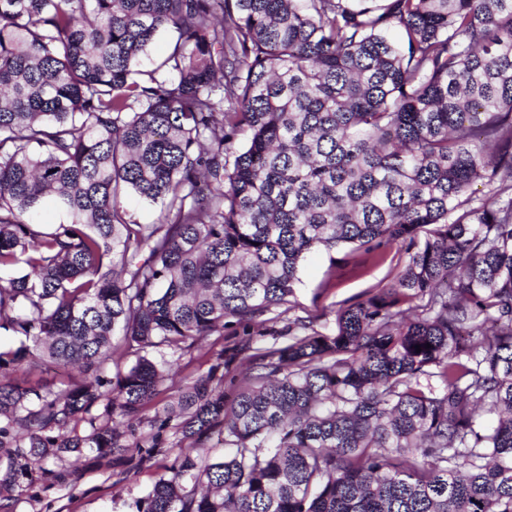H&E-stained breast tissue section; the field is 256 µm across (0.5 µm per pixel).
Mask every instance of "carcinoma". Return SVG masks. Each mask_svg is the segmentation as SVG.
Masks as SVG:
<instances>
[{
	"mask_svg": "<svg viewBox=\"0 0 512 512\" xmlns=\"http://www.w3.org/2000/svg\"><path fill=\"white\" fill-rule=\"evenodd\" d=\"M47 197L63 222L37 221ZM345 244L409 261L130 442L154 350L249 326ZM0 330L21 337L0 348L8 498L170 430L183 451L137 512H512V0H0ZM45 364L79 377L12 382ZM214 435L233 452L195 453ZM175 39L176 34L173 31H167L159 35L149 50V57L144 58L139 69H148L152 66L153 62L166 57L171 51Z\"/></svg>",
	"mask_w": 512,
	"mask_h": 512,
	"instance_id": "1",
	"label": "carcinoma"
}]
</instances>
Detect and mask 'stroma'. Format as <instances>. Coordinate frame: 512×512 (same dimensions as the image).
I'll return each mask as SVG.
<instances>
[{
	"label": "stroma",
	"mask_w": 512,
	"mask_h": 512,
	"mask_svg": "<svg viewBox=\"0 0 512 512\" xmlns=\"http://www.w3.org/2000/svg\"><path fill=\"white\" fill-rule=\"evenodd\" d=\"M407 261L404 247L398 244L389 246L380 259L352 245L306 254L286 304L250 329L228 324L223 335L210 336L188 352L171 356L159 403L172 400L219 361L224 364L225 389L249 385L246 359L252 351L288 343V326L296 321L321 333L334 332L341 309L388 287ZM179 453V447L169 445L142 465L116 461L108 468L95 466L91 452L67 454L56 473L38 476L33 484L14 492L11 512H136L137 501Z\"/></svg>",
	"instance_id": "1"
}]
</instances>
